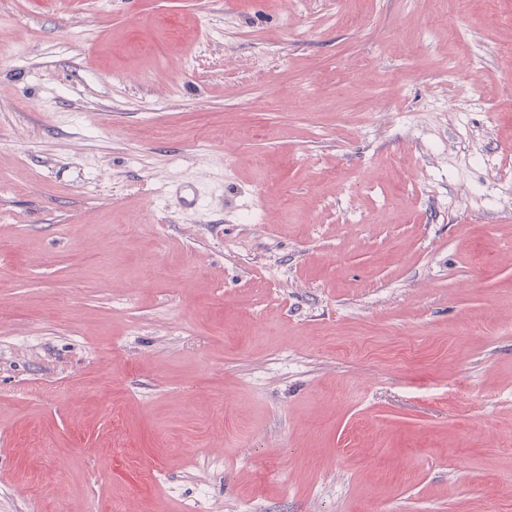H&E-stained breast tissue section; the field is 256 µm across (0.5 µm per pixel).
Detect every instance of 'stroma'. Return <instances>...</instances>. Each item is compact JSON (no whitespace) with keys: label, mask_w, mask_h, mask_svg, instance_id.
<instances>
[{"label":"stroma","mask_w":512,"mask_h":512,"mask_svg":"<svg viewBox=\"0 0 512 512\" xmlns=\"http://www.w3.org/2000/svg\"><path fill=\"white\" fill-rule=\"evenodd\" d=\"M511 15L0 0V512H512Z\"/></svg>","instance_id":"35a3bbf8"}]
</instances>
